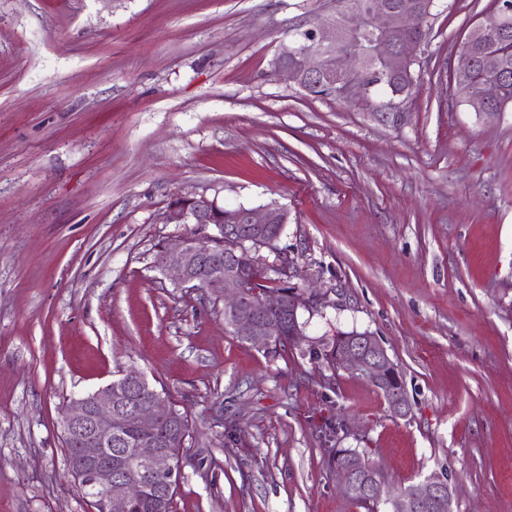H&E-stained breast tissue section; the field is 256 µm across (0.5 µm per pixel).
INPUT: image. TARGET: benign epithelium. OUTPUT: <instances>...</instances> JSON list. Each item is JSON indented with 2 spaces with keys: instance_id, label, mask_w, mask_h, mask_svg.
Masks as SVG:
<instances>
[{
  "instance_id": "obj_1",
  "label": "benign epithelium",
  "mask_w": 512,
  "mask_h": 512,
  "mask_svg": "<svg viewBox=\"0 0 512 512\" xmlns=\"http://www.w3.org/2000/svg\"><path fill=\"white\" fill-rule=\"evenodd\" d=\"M426 15L420 0H373L367 23L377 32L371 54L375 60V74L382 80L411 79L415 58L411 49L419 40L411 33L423 28ZM487 34L484 24L475 26L464 42L454 80L468 77L474 66V48ZM363 51L356 41L336 46V24L330 16L322 17L311 27L297 32L289 41L279 44L275 55L273 74L285 75L298 87L307 91L313 87L330 88L348 98L356 92H369L370 86L359 79ZM467 104L478 116L487 114L488 95L483 91L472 93ZM167 224H185L187 231L175 243L158 247L157 265L174 275L179 288L205 289L214 299L224 301L228 328L237 336H247L254 343L267 346L268 339L285 327L293 337L302 335L298 312L320 300L318 291L301 290L291 283L296 261L288 253L273 247L269 229L286 226L288 209L276 204L256 209L238 206L227 209L204 196H180L167 206L163 215ZM217 233H209L210 227ZM226 242L225 260H212L209 241ZM250 248L258 261L280 272L279 281L288 292L265 294L256 303L257 310L240 311L243 283L236 265V254ZM274 255L270 259L263 251ZM288 311V317L277 321L265 317L267 312ZM337 363L367 378L383 384L396 367L379 340L371 334L354 337L352 347L344 350ZM148 386L143 374H126L122 392L113 397L112 384L72 400L63 412L60 430L64 444L73 453L67 469L74 482L91 492L88 502L92 512H129L133 501L143 495L144 486L136 473L116 476L112 472V443L123 436L126 421L137 423L144 438L135 449L139 464L151 473L167 476L172 485H179L182 468L175 467L166 449L154 442L164 419L172 416L174 407L159 393L148 401H139L134 393ZM347 494H376L384 490L381 477L369 473L362 460L352 461L336 468ZM389 502L394 512H435L452 506L448 484L436 475L427 477L414 489L406 490Z\"/></svg>"
}]
</instances>
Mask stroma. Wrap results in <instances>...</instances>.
I'll use <instances>...</instances> for the list:
<instances>
[{"label": "stroma", "instance_id": "stroma-1", "mask_svg": "<svg viewBox=\"0 0 512 512\" xmlns=\"http://www.w3.org/2000/svg\"><path fill=\"white\" fill-rule=\"evenodd\" d=\"M330 7L0 0V512H88L61 413L126 369L188 416L174 512H389L342 493L334 447L389 494L439 473L454 512H512V107L479 119L453 87L493 2L435 0L396 118L385 91L273 76ZM179 195L287 207L278 247L321 294L296 344L239 341L157 269ZM352 329L402 372L406 415L313 357ZM486 34L487 27L484 24L477 25L471 30L462 48L459 65L454 72V81H462L468 77L474 66V48Z\"/></svg>", "mask_w": 512, "mask_h": 512}]
</instances>
